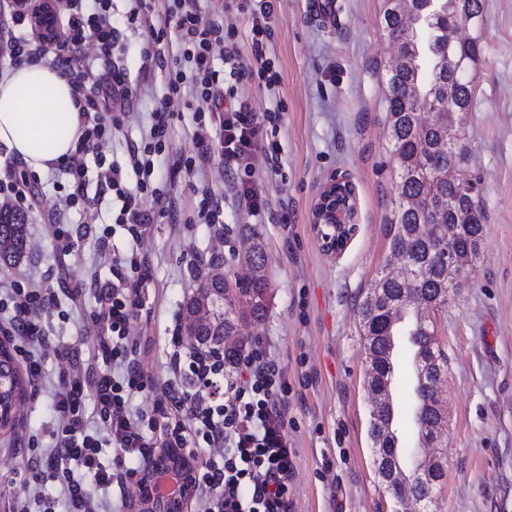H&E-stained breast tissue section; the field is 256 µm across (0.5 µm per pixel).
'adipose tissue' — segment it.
Returning a JSON list of instances; mask_svg holds the SVG:
<instances>
[{
  "instance_id": "ef3b65f1",
  "label": "adipose tissue",
  "mask_w": 512,
  "mask_h": 512,
  "mask_svg": "<svg viewBox=\"0 0 512 512\" xmlns=\"http://www.w3.org/2000/svg\"><path fill=\"white\" fill-rule=\"evenodd\" d=\"M67 76L39 60L0 71V147L30 172L49 171L81 134Z\"/></svg>"
}]
</instances>
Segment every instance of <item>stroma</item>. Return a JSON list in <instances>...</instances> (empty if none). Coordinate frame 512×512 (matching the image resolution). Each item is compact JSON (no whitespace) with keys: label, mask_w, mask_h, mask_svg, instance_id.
Masks as SVG:
<instances>
[{"label":"stroma","mask_w":512,"mask_h":512,"mask_svg":"<svg viewBox=\"0 0 512 512\" xmlns=\"http://www.w3.org/2000/svg\"><path fill=\"white\" fill-rule=\"evenodd\" d=\"M267 57L282 75L275 139L278 174L265 164L267 209L255 219L239 212L220 161L208 171L222 196L224 235L211 225L191 229L160 222L140 247L151 264L147 309L131 336L146 340L134 355L154 383L178 368L184 344L174 326L199 273L238 271L253 239L264 245L270 288L265 320L244 329L260 340L288 379V437L296 457L291 512H396L378 480L369 437L370 402L359 306L390 256L386 226L396 197L383 73L397 53L382 22V0H332L322 18L315 0H273ZM479 61L468 77L474 104L460 124L462 176L481 184L486 222L478 259L461 270L445 307L430 313L447 370L440 398L446 431L435 453L447 476L434 492L433 512H512V0H483ZM151 99L135 104L108 159L125 162L130 142L149 123ZM346 177L354 186L357 232L339 256H328L312 229L322 187ZM56 172L34 175L43 197L30 213L23 258L0 268V281L48 275L59 284L112 277L113 252L129 239L112 227L104 202L66 265H59L43 226L58 203ZM44 320L54 348L45 350L44 385L28 391L14 428L0 434V512L26 494L18 471L28 440L52 444L54 392L66 367L58 351L86 349L96 338L67 302Z\"/></svg>","instance_id":"obj_1"}]
</instances>
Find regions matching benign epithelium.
<instances>
[{
  "mask_svg": "<svg viewBox=\"0 0 512 512\" xmlns=\"http://www.w3.org/2000/svg\"><path fill=\"white\" fill-rule=\"evenodd\" d=\"M31 24L44 41H53L58 33L57 0H37L31 8ZM355 198L345 196L336 200V181L328 182L320 191L312 210V226L323 250L330 256L341 254L356 232ZM182 317L177 324L180 337L193 346L198 342L193 334L195 319ZM416 484L426 487V495L415 502L406 496L398 497L404 512H426L432 501V484L428 474L418 476ZM208 494V487L200 481L196 456L187 448H165L152 457L137 479L136 494L129 504L130 512H187L188 504Z\"/></svg>",
  "mask_w": 512,
  "mask_h": 512,
  "instance_id": "1",
  "label": "benign epithelium"
}]
</instances>
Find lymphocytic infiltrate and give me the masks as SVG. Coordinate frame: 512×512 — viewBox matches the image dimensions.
Masks as SVG:
<instances>
[{
	"label": "lymphocytic infiltrate",
	"instance_id": "obj_1",
	"mask_svg": "<svg viewBox=\"0 0 512 512\" xmlns=\"http://www.w3.org/2000/svg\"><path fill=\"white\" fill-rule=\"evenodd\" d=\"M204 0H130L129 25L144 29L137 78H130L117 54L124 48L112 23V0H60L57 39L48 44L16 36L6 42L12 65L52 59L64 71L81 112V135L75 151L56 169L65 206L82 203L96 209L111 196L118 208L116 224L130 235V247L113 256L111 280L96 282V304L85 310V289L77 285L57 293L51 284L25 278L0 294V335L9 337L34 383H41L40 353L49 342L45 313L59 299L85 310V326L100 341L96 351L65 352L68 368L55 392L58 417L51 430L55 445L47 468L32 472V482L64 484L69 512H101V497L123 488L124 476L140 473L153 448L166 438L197 451L201 479L212 496L205 512H288L296 452L288 438V384L262 341H254L232 366L223 355H185L186 371L173 374L163 391L145 375L131 354L130 328L144 309L143 290L151 281L150 262L139 244L156 219L177 220L170 194L153 187L156 156L167 142L175 114L173 101L206 103L208 120L198 121L190 155L170 157L169 170L193 181L199 223L223 234L224 210L203 177L212 160L224 164L232 178L237 208L250 217L266 206L265 181L256 162L273 163L275 143L263 131L272 112H253L238 98V87L257 82L278 99L281 77L266 61L265 40L273 15L271 0H238L237 11L252 19V57L243 59L224 19L209 13ZM93 56H82L85 46ZM165 75V93L150 111V125L131 144L125 164L106 163L112 136L122 133L128 110L151 88L156 72ZM137 176L128 184L127 172ZM155 391L151 413L134 410L131 399ZM94 407H86L87 397ZM112 445V466L101 460Z\"/></svg>",
	"mask_w": 512,
	"mask_h": 512
}]
</instances>
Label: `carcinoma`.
Masks as SVG:
<instances>
[{"label": "carcinoma", "mask_w": 512, "mask_h": 512, "mask_svg": "<svg viewBox=\"0 0 512 512\" xmlns=\"http://www.w3.org/2000/svg\"><path fill=\"white\" fill-rule=\"evenodd\" d=\"M407 0L400 11H383L385 30L399 46V59L386 70V103L390 152L396 175L397 198L388 224L391 254L403 249L412 253L414 265L399 276L381 274L360 304V335L369 358L365 375L367 390L382 395L370 412L369 436L374 455L391 457L402 447L393 435L392 389L396 361L392 339L407 325L412 349L404 353L419 367L439 359L420 377L422 400L414 405L416 445H426L424 430L446 422L439 397L443 383L440 370L447 360L438 347L425 310L448 304V289L460 286L461 267L474 262L484 239V214L479 208V182L459 171L465 153L458 145L457 114L472 105V87L466 79L478 60L480 43L475 39L448 42V28L457 15L448 11V0ZM455 110L448 111V96ZM26 248V218L0 209V261H18ZM244 261L251 275L228 286V276L202 277L195 295L218 304L210 319L198 325V338L224 351V364L238 359L245 340L240 328L259 324L267 308L269 283L260 243ZM0 371L10 375V386L0 401L10 406L25 393L24 379L14 358L0 350Z\"/></svg>", "instance_id": "obj_1"}]
</instances>
